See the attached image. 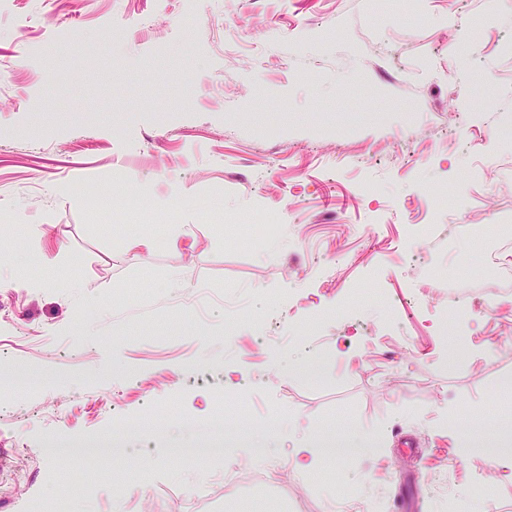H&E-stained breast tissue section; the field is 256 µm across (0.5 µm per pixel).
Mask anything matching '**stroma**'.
Masks as SVG:
<instances>
[{
  "label": "stroma",
  "instance_id": "35a3bbf8",
  "mask_svg": "<svg viewBox=\"0 0 512 512\" xmlns=\"http://www.w3.org/2000/svg\"><path fill=\"white\" fill-rule=\"evenodd\" d=\"M510 128L512 0H0V512H512ZM228 440L223 437L217 438L206 446H183L174 448V453L178 456L204 457L211 461L223 457L224 445Z\"/></svg>",
  "mask_w": 512,
  "mask_h": 512
}]
</instances>
